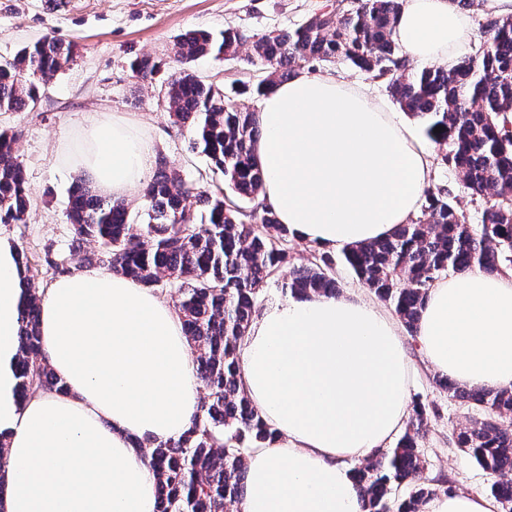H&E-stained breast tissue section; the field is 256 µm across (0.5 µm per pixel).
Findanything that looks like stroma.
<instances>
[{
	"label": "stroma",
	"instance_id": "35a3bbf8",
	"mask_svg": "<svg viewBox=\"0 0 512 512\" xmlns=\"http://www.w3.org/2000/svg\"><path fill=\"white\" fill-rule=\"evenodd\" d=\"M336 0H0V61L12 59L23 46L44 37L72 45L74 58L48 83L36 111L0 112V130L19 134V154L32 192L24 222L0 224V236L24 251L33 288L44 290L54 279L50 261L68 253L67 219L70 189L76 176L58 166L63 137L76 136L83 121L96 113H114L134 121L150 134L155 153L164 155L183 178L212 177L207 160L189 147L167 115L164 87L180 69L173 53L176 36L191 29L220 33L234 27L247 34L294 29L330 11ZM149 55L159 63L153 79H139L130 68L135 57ZM205 81L223 90L237 106L258 110L259 98L243 93V85L263 79L259 67L241 59L211 56L191 64ZM305 73L329 74L366 87L390 102L387 81L348 63L305 66ZM414 374L410 403L436 407L421 442L427 465L422 474L438 490L487 493L492 481L471 455L455 444L456 431L467 423V409L435 383L416 337L403 334Z\"/></svg>",
	"mask_w": 512,
	"mask_h": 512
}]
</instances>
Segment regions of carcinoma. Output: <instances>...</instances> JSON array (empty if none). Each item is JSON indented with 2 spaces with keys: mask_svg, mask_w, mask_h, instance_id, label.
<instances>
[{
  "mask_svg": "<svg viewBox=\"0 0 512 512\" xmlns=\"http://www.w3.org/2000/svg\"><path fill=\"white\" fill-rule=\"evenodd\" d=\"M336 2L339 14L316 15L293 31L249 36L227 27L216 36L191 30L175 38L174 55L188 65L208 55L234 60L244 52L266 70L265 78L244 87L259 97L306 63L344 61L387 78L401 109L425 122L427 137L441 149L437 163L485 199L479 227L459 211L447 186L432 185L420 215L391 237L342 249L358 283L387 302L414 334L428 290L443 275L475 268L496 273L512 265V15L489 18L474 53L449 67L413 73L393 39L401 0H353L346 7L344 0ZM71 59L70 46L45 38L0 63V112L36 110L41 86ZM158 67L148 56L132 62L144 81ZM165 98L173 126L191 134V150L224 173V186L202 178L188 182L160 156L139 220L125 202L78 184L70 196L68 248L77 256L93 242L92 261L99 267L169 292L209 399L178 439L149 447L157 512H225L245 494L246 453L276 438L242 388L237 347L269 281L288 262V240L274 213L259 202L264 176L255 156L256 113L224 101L220 90L186 68L167 82ZM18 141L14 133L0 132V224L24 221L31 206ZM335 265L334 254L319 250L310 265L293 271L285 290L336 295ZM38 318L30 290L15 370L22 402L33 391L64 390L49 367ZM436 384L474 409L455 443L497 477L490 494L512 512V425L501 422L512 417V390H471L442 379ZM427 419L426 406L415 404L395 447L356 468L364 512H421L435 495L416 484L425 469L419 440ZM402 487L408 497L394 509L391 497Z\"/></svg>",
  "mask_w": 512,
  "mask_h": 512,
  "instance_id": "obj_1",
  "label": "carcinoma"
}]
</instances>
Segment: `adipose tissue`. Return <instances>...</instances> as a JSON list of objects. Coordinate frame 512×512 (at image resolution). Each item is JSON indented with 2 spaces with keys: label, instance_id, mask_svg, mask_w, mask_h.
<instances>
[{
  "label": "adipose tissue",
  "instance_id": "ef3b65f1",
  "mask_svg": "<svg viewBox=\"0 0 512 512\" xmlns=\"http://www.w3.org/2000/svg\"><path fill=\"white\" fill-rule=\"evenodd\" d=\"M424 64L472 41L456 0H404L394 30ZM261 199L289 235L322 249L389 237L414 218L433 152L399 113L330 75L274 86L258 112ZM65 161L112 198L128 197L153 147L135 124L97 114ZM20 251L0 236V512H156L139 444L179 437L200 406L178 310L106 269L58 276L39 331L61 392L27 400L15 365L24 297ZM435 372L472 389L512 388V268L434 284L417 328ZM241 381L277 432L246 458L240 512H362L354 464L390 446L409 417L412 364L395 318L362 293L288 296L260 310L239 345ZM495 499L451 492L423 512H497Z\"/></svg>",
  "mask_w": 512,
  "mask_h": 512
}]
</instances>
